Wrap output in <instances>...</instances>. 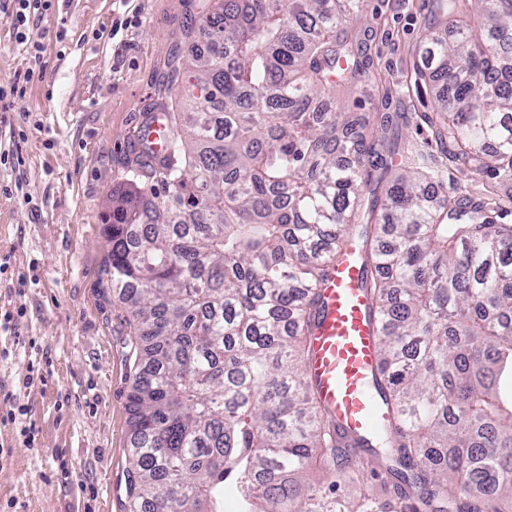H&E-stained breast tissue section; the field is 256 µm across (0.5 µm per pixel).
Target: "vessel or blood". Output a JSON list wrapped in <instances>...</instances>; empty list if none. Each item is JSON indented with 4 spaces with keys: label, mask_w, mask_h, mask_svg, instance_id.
I'll use <instances>...</instances> for the list:
<instances>
[{
    "label": "vessel or blood",
    "mask_w": 512,
    "mask_h": 512,
    "mask_svg": "<svg viewBox=\"0 0 512 512\" xmlns=\"http://www.w3.org/2000/svg\"><path fill=\"white\" fill-rule=\"evenodd\" d=\"M322 291L327 308L312 338L309 369L325 407L347 429L367 434L379 428L383 414L369 390L376 336L352 247L343 248Z\"/></svg>",
    "instance_id": "b4317fda"
}]
</instances>
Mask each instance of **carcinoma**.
Segmentation results:
<instances>
[{
  "mask_svg": "<svg viewBox=\"0 0 512 512\" xmlns=\"http://www.w3.org/2000/svg\"><path fill=\"white\" fill-rule=\"evenodd\" d=\"M365 0H224L200 24L166 150L143 131L102 276L129 328L126 512H512V0H432L415 85L442 155L379 149L336 102L366 74ZM383 195L364 206L374 173ZM356 241L386 421L347 431L308 372L322 285ZM396 463L382 499L355 455ZM317 473L328 487L313 482Z\"/></svg>",
  "mask_w": 512,
  "mask_h": 512,
  "instance_id": "cac0c4a2",
  "label": "carcinoma"
}]
</instances>
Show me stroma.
<instances>
[{
	"instance_id": "35a3bbf8",
	"label": "stroma",
	"mask_w": 512,
	"mask_h": 512,
	"mask_svg": "<svg viewBox=\"0 0 512 512\" xmlns=\"http://www.w3.org/2000/svg\"><path fill=\"white\" fill-rule=\"evenodd\" d=\"M218 0H53L25 42L0 17V399L35 426L0 423V512H124L131 414L126 323L102 286V226L126 186L128 137L146 114L180 106L165 82L187 30ZM430 0H366L369 74L337 98L355 112L394 113L384 146L432 138L430 87H407ZM38 57H31V50ZM26 278L18 288V278ZM41 377L29 380L31 368Z\"/></svg>"
}]
</instances>
